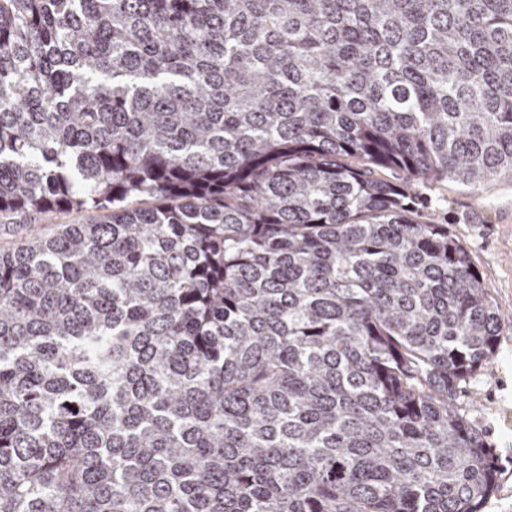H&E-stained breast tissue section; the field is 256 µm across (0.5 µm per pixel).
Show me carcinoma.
Returning a JSON list of instances; mask_svg holds the SVG:
<instances>
[{"mask_svg":"<svg viewBox=\"0 0 512 512\" xmlns=\"http://www.w3.org/2000/svg\"><path fill=\"white\" fill-rule=\"evenodd\" d=\"M506 176L512 0H0V512H481ZM420 213L448 228L469 251L502 314L490 363L463 384L456 403L480 430L498 465L482 512H512V178L473 190L448 180L416 187Z\"/></svg>","mask_w":512,"mask_h":512,"instance_id":"cac0c4a2","label":"carcinoma"}]
</instances>
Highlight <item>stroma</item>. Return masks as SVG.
Listing matches in <instances>:
<instances>
[{
	"label": "stroma",
	"mask_w": 512,
	"mask_h": 512,
	"mask_svg": "<svg viewBox=\"0 0 512 512\" xmlns=\"http://www.w3.org/2000/svg\"><path fill=\"white\" fill-rule=\"evenodd\" d=\"M416 194L422 215L448 225L469 251L502 314L494 358L464 384L456 403L498 465L496 489L482 512H512V178L477 190L448 180L417 186Z\"/></svg>",
	"instance_id": "35a3bbf8"
}]
</instances>
